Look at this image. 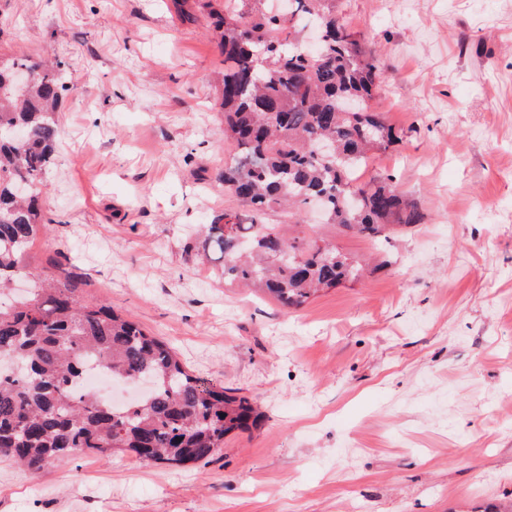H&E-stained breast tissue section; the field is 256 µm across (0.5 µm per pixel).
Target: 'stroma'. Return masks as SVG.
Listing matches in <instances>:
<instances>
[{
	"mask_svg": "<svg viewBox=\"0 0 512 512\" xmlns=\"http://www.w3.org/2000/svg\"><path fill=\"white\" fill-rule=\"evenodd\" d=\"M384 67L373 107L421 224L361 280L294 314L197 262L236 208L220 174L224 57L172 0H0V60L45 49L74 91L45 179L36 264L261 406L209 463L78 455L31 476L0 457V512H484L512 493V0H337Z\"/></svg>",
	"mask_w": 512,
	"mask_h": 512,
	"instance_id": "35a3bbf8",
	"label": "stroma"
}]
</instances>
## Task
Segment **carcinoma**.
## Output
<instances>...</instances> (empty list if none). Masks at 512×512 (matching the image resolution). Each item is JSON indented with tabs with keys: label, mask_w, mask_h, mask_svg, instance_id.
<instances>
[{
	"label": "carcinoma",
	"mask_w": 512,
	"mask_h": 512,
	"mask_svg": "<svg viewBox=\"0 0 512 512\" xmlns=\"http://www.w3.org/2000/svg\"><path fill=\"white\" fill-rule=\"evenodd\" d=\"M222 2L194 5L224 53L221 107L232 150L222 179L240 209L207 225L205 244L224 257V284L261 292L288 314L363 272L332 244L293 231L313 200L327 223L373 243L420 215L393 176L355 177L398 135L370 105L380 54L363 49L336 0H289L284 19L266 0ZM19 69L30 74L23 88L10 83ZM68 91L59 59L0 63V357L21 365L0 375V456L32 475L78 453L206 461L227 436L259 423L249 398L194 376L167 342L87 297L68 272L32 261L34 242L48 233L39 201ZM276 206L288 227L265 221ZM88 359L126 382L149 377L151 392L126 407L77 392Z\"/></svg>",
	"instance_id": "cac0c4a2"
}]
</instances>
